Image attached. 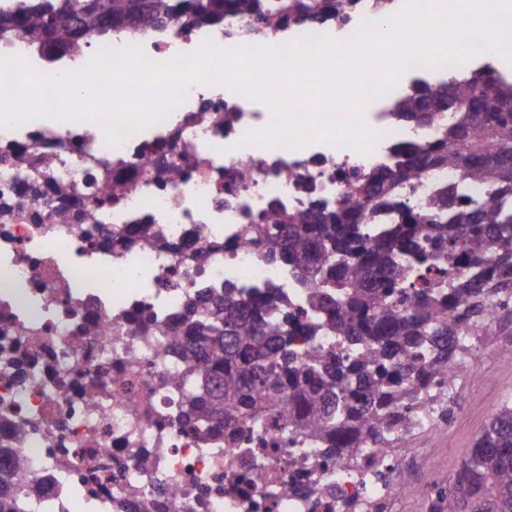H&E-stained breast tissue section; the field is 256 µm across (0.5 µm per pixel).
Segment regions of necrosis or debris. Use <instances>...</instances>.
<instances>
[{"instance_id": "1", "label": "necrosis or debris", "mask_w": 512, "mask_h": 512, "mask_svg": "<svg viewBox=\"0 0 512 512\" xmlns=\"http://www.w3.org/2000/svg\"><path fill=\"white\" fill-rule=\"evenodd\" d=\"M287 5L264 0L260 15L187 31L147 26L108 46L167 61L207 41L236 49L348 39L375 16L361 6L344 20L292 17ZM13 55L45 76L92 58L75 52L53 64L18 33L0 38V57ZM410 82L403 75L364 104L383 133L365 154L327 142L242 144L268 115L220 85L190 87L153 138L130 131L116 147L83 121L34 119L15 136L0 129V471L25 458V512H397L400 477L421 454L411 442L345 449L340 469L317 438L281 444L286 417L276 412L243 422L242 438H215L182 413L193 376L181 350L192 307L229 285L281 303L297 353L335 346V337L305 335L310 289L246 227L274 201L291 213L336 206L360 173L389 167L398 146L432 138L389 112ZM23 195L40 216L18 206Z\"/></svg>"}]
</instances>
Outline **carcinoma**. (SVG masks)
Wrapping results in <instances>:
<instances>
[{"label": "carcinoma", "mask_w": 512, "mask_h": 512, "mask_svg": "<svg viewBox=\"0 0 512 512\" xmlns=\"http://www.w3.org/2000/svg\"><path fill=\"white\" fill-rule=\"evenodd\" d=\"M36 12L17 21L0 17V34L17 29L49 60L71 51L81 34L99 41L151 20L185 30L221 25L230 15L260 13L261 0H31ZM358 0H293L291 12L345 15ZM393 115L441 136L396 151L385 172L363 176L355 199L329 209L313 205L285 214L278 203L250 217L255 240L273 260L288 259L323 321H310L346 343L337 358L299 357L291 348L288 316L273 302L254 305L224 287L196 346L185 349L195 385L183 412L194 423L229 425L264 400L288 414L283 441L306 430L323 438V454L346 461L344 448L389 447L388 414L401 429L417 425L420 393L455 387L471 353V337L491 328L490 315L512 317V81L486 66L430 85L415 82ZM448 167L456 182L441 188L417 213L398 209L396 224H373L374 209L392 206L388 189ZM468 183L484 187L465 195ZM435 512H512V396L463 458L456 478L430 482ZM0 512H24L0 476Z\"/></svg>", "instance_id": "1"}]
</instances>
